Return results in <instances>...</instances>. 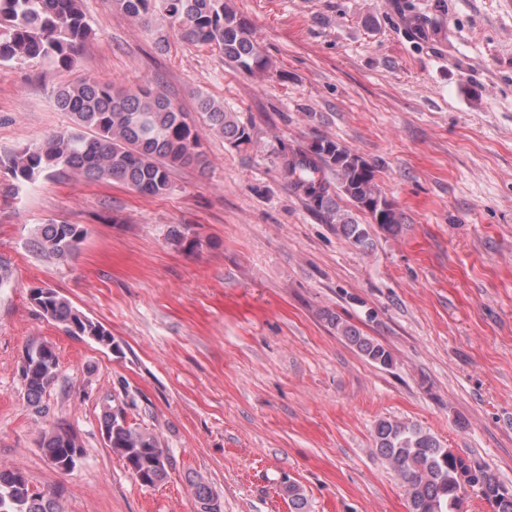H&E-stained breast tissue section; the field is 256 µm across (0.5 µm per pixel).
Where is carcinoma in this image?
<instances>
[{"label": "carcinoma", "mask_w": 512, "mask_h": 512, "mask_svg": "<svg viewBox=\"0 0 512 512\" xmlns=\"http://www.w3.org/2000/svg\"><path fill=\"white\" fill-rule=\"evenodd\" d=\"M134 21L150 22L160 16L177 27L183 41L216 49L224 60L252 76L268 68V60L252 30L240 19L229 0H110ZM92 29L81 0H0V66L46 62L69 69ZM58 107L70 114L71 126L8 159L16 179L32 181L43 173L76 174L92 180H112L145 197H162L172 190L176 169L207 167L199 126L224 137L239 148L251 143L247 127L237 113L209 96L197 97L191 114L150 80L134 90L92 79L63 85ZM281 173L288 186L308 206L353 246L363 252L372 245L370 229L394 233L402 214L383 195L375 166L331 139H316L305 146L278 153ZM344 196L371 223H359L336 203ZM86 232L75 224L50 221L38 227L31 246L50 258L74 255ZM170 239L193 249L196 239L189 227H175ZM31 300L42 315L62 326L71 336H87L112 347V333L79 311L52 288L31 289ZM323 319L368 361L387 367L392 355L378 340L367 336L340 314L325 310ZM59 361L44 343L28 347L21 361V378L27 404L39 416L49 412L43 396L58 377ZM101 434L140 485L156 487L168 478L170 458L157 437L127 422L124 409L104 411ZM374 453L398 476L409 500L410 512H458L463 498L474 494L492 512H512V489L489 467L470 463L422 428L390 419L374 427ZM42 452L57 469L69 461L82 440L70 428L57 427L43 437ZM197 512H222V502L212 488L198 479L192 484ZM292 512H309L302 488L283 486ZM0 512H61L54 489H33L26 475L0 469Z\"/></svg>", "instance_id": "obj_1"}]
</instances>
